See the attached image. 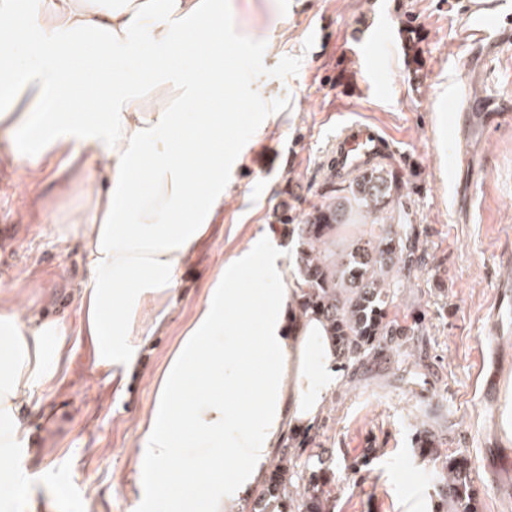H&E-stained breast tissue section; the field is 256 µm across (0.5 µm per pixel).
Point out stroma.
I'll return each instance as SVG.
<instances>
[{"label":"stroma","instance_id":"stroma-1","mask_svg":"<svg viewBox=\"0 0 512 512\" xmlns=\"http://www.w3.org/2000/svg\"><path fill=\"white\" fill-rule=\"evenodd\" d=\"M234 0L236 31L262 48L240 69L224 44L225 97L239 112L278 113L275 127L228 132L244 149L224 214L178 275L166 314L135 337L131 370L99 365L79 335L87 278L81 238H62L79 217L78 193L60 177L66 156L40 170L15 162L0 134V298L23 318L66 330L53 380L22 406L26 442L0 469L24 485L0 512H164L143 502L135 452L155 401L153 379L203 303L225 259L287 211L300 222L324 191L337 130L359 121L387 139L405 183L400 209L419 234L424 266L397 289L401 313L422 310L423 329L389 352L345 366L325 416L306 429V454L345 477L333 512H437L434 465L418 451L420 430L464 455L481 512H512V465L501 453L497 380L512 372V23L480 45L462 33L470 0ZM386 36L381 80L366 81L360 41ZM473 114L463 142L451 134L450 93Z\"/></svg>","mask_w":512,"mask_h":512}]
</instances>
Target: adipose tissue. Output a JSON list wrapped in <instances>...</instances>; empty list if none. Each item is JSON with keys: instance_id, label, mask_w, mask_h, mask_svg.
I'll list each match as a JSON object with an SVG mask.
<instances>
[{"instance_id": "obj_1", "label": "adipose tissue", "mask_w": 512, "mask_h": 512, "mask_svg": "<svg viewBox=\"0 0 512 512\" xmlns=\"http://www.w3.org/2000/svg\"><path fill=\"white\" fill-rule=\"evenodd\" d=\"M232 0H0V132L30 169L68 154L92 203L72 226L88 280L80 314L100 364L133 363L143 307L176 295V274L224 210L233 180L224 146L241 116L226 112L224 23ZM144 73L119 52L135 35ZM206 54L188 57L189 40ZM99 67L89 80L76 60ZM208 97L217 107L188 111ZM275 233L227 258L155 381L136 454L153 466L147 492L167 512H242L289 432L313 425L343 381L327 322L302 314ZM62 330L0 306V458L23 447L24 402L48 382Z\"/></svg>"}]
</instances>
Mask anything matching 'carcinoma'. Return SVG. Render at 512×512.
<instances>
[{
  "label": "carcinoma",
  "mask_w": 512,
  "mask_h": 512,
  "mask_svg": "<svg viewBox=\"0 0 512 512\" xmlns=\"http://www.w3.org/2000/svg\"><path fill=\"white\" fill-rule=\"evenodd\" d=\"M324 202L309 211L292 233L297 235V278L305 288L304 313L319 314L339 340L342 357L358 362L393 349L399 336L425 325L420 312L399 317L391 287L421 262L417 237L395 222V204L403 184L384 165L366 168L344 182L328 168ZM369 227L342 251H336V226L351 212ZM419 442L435 464L436 494L442 512H478V491L465 457L439 448L431 432ZM336 481L311 467L284 458L251 512H331Z\"/></svg>",
  "instance_id": "obj_1"
}]
</instances>
